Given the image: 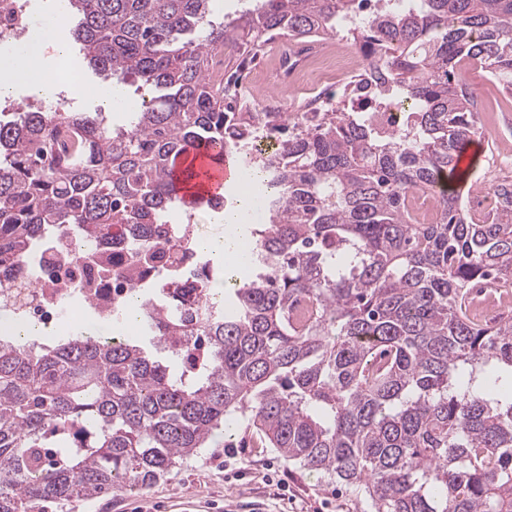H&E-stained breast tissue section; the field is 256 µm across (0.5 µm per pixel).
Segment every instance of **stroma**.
Listing matches in <instances>:
<instances>
[{
	"instance_id": "1",
	"label": "stroma",
	"mask_w": 512,
	"mask_h": 512,
	"mask_svg": "<svg viewBox=\"0 0 512 512\" xmlns=\"http://www.w3.org/2000/svg\"><path fill=\"white\" fill-rule=\"evenodd\" d=\"M466 79L478 96V112L490 116L498 135L512 140V101L482 69L468 67ZM143 512H368L363 496L335 480L285 461L259 447L251 430L216 431L205 447L170 475L146 488L95 499L44 504V512H128L130 499Z\"/></svg>"
}]
</instances>
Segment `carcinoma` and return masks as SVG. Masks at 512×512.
I'll list each match as a JSON object with an SVG mask.
<instances>
[{
    "mask_svg": "<svg viewBox=\"0 0 512 512\" xmlns=\"http://www.w3.org/2000/svg\"><path fill=\"white\" fill-rule=\"evenodd\" d=\"M63 16L105 78L162 94L126 128L65 106L0 122V266L22 274L54 237L115 225L130 279L156 271L165 298L140 314L155 351L118 334L0 340V512L142 489L241 418L373 512H512V315H470L474 289L512 287V181L476 221L457 176L482 135L463 67L512 96V0H259L225 23L209 0H68ZM341 22L372 59L352 110L280 117L274 160L252 163L267 271L184 287L198 247L172 221L194 210L174 173L209 143L244 161L252 134L229 68ZM393 96L396 134L366 115ZM417 192L437 193L435 222L417 223Z\"/></svg>",
    "mask_w": 512,
    "mask_h": 512,
    "instance_id": "cac0c4a2",
    "label": "carcinoma"
}]
</instances>
